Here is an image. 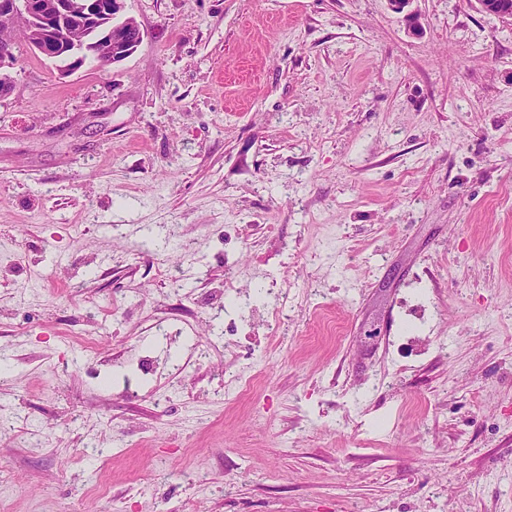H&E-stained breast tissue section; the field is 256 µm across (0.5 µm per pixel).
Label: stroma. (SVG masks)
<instances>
[{
    "label": "stroma",
    "mask_w": 512,
    "mask_h": 512,
    "mask_svg": "<svg viewBox=\"0 0 512 512\" xmlns=\"http://www.w3.org/2000/svg\"><path fill=\"white\" fill-rule=\"evenodd\" d=\"M124 14L64 78L17 39L0 98V512H512V19ZM228 277L285 324L140 374L221 340Z\"/></svg>",
    "instance_id": "1"
}]
</instances>
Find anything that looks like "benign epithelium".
Wrapping results in <instances>:
<instances>
[{
    "label": "benign epithelium",
    "instance_id": "benign-epithelium-1",
    "mask_svg": "<svg viewBox=\"0 0 512 512\" xmlns=\"http://www.w3.org/2000/svg\"><path fill=\"white\" fill-rule=\"evenodd\" d=\"M125 0H0V29L27 32L28 42L42 56L55 59L65 56L69 63L59 69L62 76L80 69L89 58L102 66L118 63L142 43L144 33L128 17L119 23L104 25L106 18H116ZM484 9L512 19L508 0H480ZM135 39H130V35ZM15 42L0 43V96L13 89L10 76L18 59Z\"/></svg>",
    "mask_w": 512,
    "mask_h": 512
}]
</instances>
